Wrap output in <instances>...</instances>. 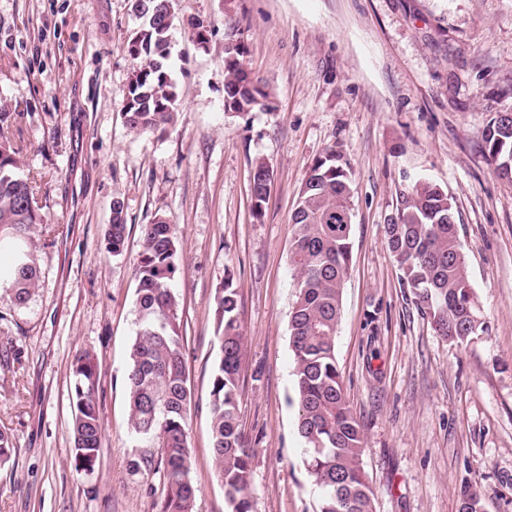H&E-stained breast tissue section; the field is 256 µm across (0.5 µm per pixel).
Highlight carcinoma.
<instances>
[{
  "mask_svg": "<svg viewBox=\"0 0 512 512\" xmlns=\"http://www.w3.org/2000/svg\"><path fill=\"white\" fill-rule=\"evenodd\" d=\"M175 0H134L144 22L127 43L140 67L123 91V116L135 133L163 130L175 121L177 85L172 80L169 31ZM243 37L224 46V110L245 114L267 98L244 64ZM484 152L494 173L512 179V118L493 113L482 131ZM20 151L0 129V248L14 260L0 272L4 303L22 305L35 290L39 271L31 258V233L44 223L32 181L19 174ZM270 169L253 166L256 213L266 202ZM353 173L342 150L332 147L309 167L292 215L293 266L297 300L290 319L297 429L307 469L320 498L316 512H374L373 490L363 468L364 435L346 398L336 365L335 339L342 293L352 256ZM127 224L116 205L106 232L112 256L125 250ZM387 247L401 279L421 312L448 341L462 344L482 326L476 309L451 197L421 178L402 190L385 224ZM178 271L174 225L159 217L142 225L136 268L137 329L128 352L126 382L131 432L140 448L136 471L160 468L163 512H193L195 487L186 420L191 391L180 334V301L172 282ZM214 315L219 357L212 373L210 412L212 450L224 484L227 512H252L251 464L238 414L239 377L244 353L238 292L233 278L215 290ZM71 439L75 472L94 468L103 429L98 409V362L89 352L72 366ZM16 454L11 435L0 429V466ZM460 512H485L476 489L463 492Z\"/></svg>",
  "mask_w": 512,
  "mask_h": 512,
  "instance_id": "cac0c4a2",
  "label": "carcinoma"
}]
</instances>
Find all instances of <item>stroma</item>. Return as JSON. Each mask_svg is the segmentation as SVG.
<instances>
[{"mask_svg":"<svg viewBox=\"0 0 512 512\" xmlns=\"http://www.w3.org/2000/svg\"><path fill=\"white\" fill-rule=\"evenodd\" d=\"M141 23L132 0H0V99L46 219L35 293L20 307L0 302V429L17 448L0 467V512H162V473L131 468L125 382L140 228L158 216L177 236L194 512H227L209 392L213 296L228 275L241 299L253 512H314L293 391L291 216L310 164L334 145L354 174L336 360L364 429L375 512H459L468 486L487 512H512V182L481 144L492 113L512 110V0H177V116L136 134L122 106L139 66L126 44ZM237 33L267 93L245 115L224 109V45ZM258 159L272 172L259 218ZM420 178L447 191L460 219L483 323L461 346L433 331L384 238L399 192ZM117 204L120 257L106 245ZM87 351L105 439L79 476L69 394Z\"/></svg>","mask_w":512,"mask_h":512,"instance_id":"1","label":"stroma"}]
</instances>
